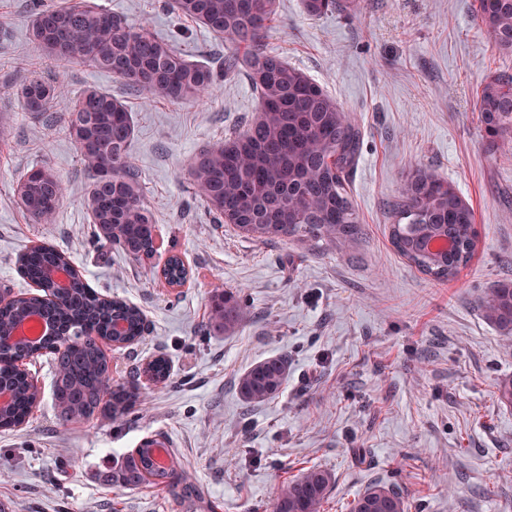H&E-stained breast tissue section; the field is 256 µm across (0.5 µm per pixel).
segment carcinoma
I'll use <instances>...</instances> for the list:
<instances>
[{
	"instance_id": "carcinoma-1",
	"label": "carcinoma",
	"mask_w": 512,
	"mask_h": 512,
	"mask_svg": "<svg viewBox=\"0 0 512 512\" xmlns=\"http://www.w3.org/2000/svg\"><path fill=\"white\" fill-rule=\"evenodd\" d=\"M183 17L205 26L234 46L215 69L190 61L146 27L134 29L125 18L76 2L37 10L32 35L47 61L65 65L80 61L104 70L132 88L174 102H191L208 93L228 73L245 75L256 88L260 108L246 129L234 132L190 163L195 193L218 223L231 224L244 237L272 242L290 238L334 240L361 232L350 192V175L360 153V127L329 93L280 55L265 48V33L276 20L279 0H167ZM311 17L355 9V0H302ZM476 20L492 46L512 54V0H478ZM62 87L30 72L21 83L22 110L50 122ZM481 129L489 150L512 141V74L494 73L478 96ZM79 160L89 173L86 205L100 244L117 245L135 259L156 252L157 226L146 201L129 149L134 134L125 102L93 87L83 91L67 115ZM61 179L44 168L31 170L17 183V198L36 224H48L64 197ZM398 221L391 241L396 251L421 271L444 281L456 276L471 258L478 239L473 208L448 180L432 170L408 173L392 204ZM432 237L448 240V250L430 254ZM71 261L44 243L19 259L20 272L45 296L0 299V389L10 400L0 407V428L21 425L37 395L19 361L35 351L52 354L55 403L62 419L87 418L98 411L123 418L140 402L134 384L108 385L112 365L99 340L124 324L121 339L141 337L143 314L120 299L104 298L72 274L59 288L49 270ZM166 280L182 281L186 267L172 255L163 269ZM483 317L512 334V281L503 280L478 297ZM29 316L45 322L48 332L38 344L12 339L15 325ZM243 309L234 294L212 291L208 327L230 335L240 328ZM288 378V356L273 355L250 366L238 378L243 402L259 406L275 398ZM152 439L131 452L115 481L125 487L152 484L176 500L184 512H215L203 491L178 467L173 451L161 464ZM334 482L319 466L284 482L273 512H321ZM349 512H408L403 494L390 485L374 484L350 503Z\"/></svg>"
}]
</instances>
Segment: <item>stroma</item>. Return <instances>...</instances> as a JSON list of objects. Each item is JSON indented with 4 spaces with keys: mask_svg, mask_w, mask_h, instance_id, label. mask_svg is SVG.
Instances as JSON below:
<instances>
[{
    "mask_svg": "<svg viewBox=\"0 0 512 512\" xmlns=\"http://www.w3.org/2000/svg\"><path fill=\"white\" fill-rule=\"evenodd\" d=\"M38 0H0V293L32 294L17 259L48 242L89 284L142 311L147 331L106 347L111 385L136 381L143 398L120 420L60 419L48 355L26 364L40 401L29 419L0 430V503L9 512H180L153 487L112 474L143 441L166 439L219 512H271L281 484L316 465L335 484L324 512H348L375 483L398 486L408 512H512V338L475 301L512 280V143L487 151L477 95L512 72L474 18L476 0H358L352 14L307 16L280 0L268 50L320 84L361 129L350 194L362 232L353 241L263 242L218 223L188 176L192 159L242 130L259 101L250 80L228 75L196 102L130 93L111 73L54 65L31 37ZM144 26L191 61L216 65L222 38L177 15L165 0H89ZM64 87L52 125L20 107L22 65ZM96 86L125 100L134 118L130 160L158 226V251L133 259L93 237L88 176L64 120ZM52 169L65 186L51 223H31L17 181ZM430 168L473 208L477 249L458 275L421 273L390 243V208L407 172ZM178 254L190 271L179 290L157 277ZM240 296L230 337L207 330L215 287ZM284 354L288 378L268 403L247 407L236 384L253 363ZM166 357V383L144 368Z\"/></svg>",
    "mask_w": 512,
    "mask_h": 512,
    "instance_id": "35a3bbf8",
    "label": "stroma"
}]
</instances>
